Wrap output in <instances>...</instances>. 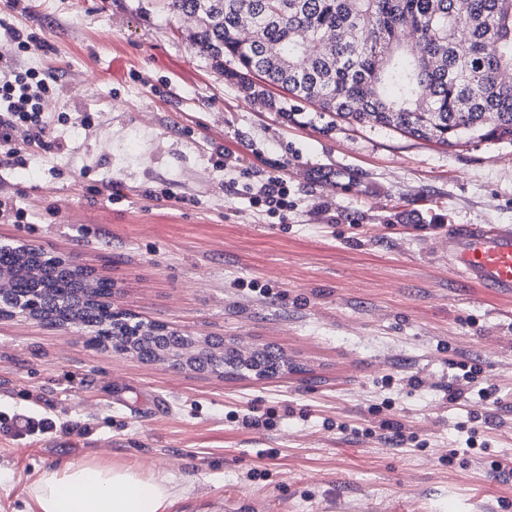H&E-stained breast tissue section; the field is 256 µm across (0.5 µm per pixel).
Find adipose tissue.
I'll return each instance as SVG.
<instances>
[{"label":"adipose tissue","instance_id":"adipose-tissue-1","mask_svg":"<svg viewBox=\"0 0 512 512\" xmlns=\"http://www.w3.org/2000/svg\"><path fill=\"white\" fill-rule=\"evenodd\" d=\"M196 502L170 474L94 458L44 465L25 487V512H176Z\"/></svg>","mask_w":512,"mask_h":512}]
</instances>
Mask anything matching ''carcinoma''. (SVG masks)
I'll return each mask as SVG.
<instances>
[{
	"instance_id": "1",
	"label": "carcinoma",
	"mask_w": 512,
	"mask_h": 512,
	"mask_svg": "<svg viewBox=\"0 0 512 512\" xmlns=\"http://www.w3.org/2000/svg\"><path fill=\"white\" fill-rule=\"evenodd\" d=\"M193 20L190 44L224 78L289 117L308 104L360 127L378 126L441 146L512 140V0H162ZM409 28L423 51L405 42ZM321 44L311 53L306 41ZM257 72L288 97L275 102L249 76ZM11 276L9 314L32 310L51 327L77 322L104 344L132 332L134 353H184L191 338L106 311L112 281L41 248L0 249ZM283 354L248 357L221 342L193 366L228 376L275 375Z\"/></svg>"
}]
</instances>
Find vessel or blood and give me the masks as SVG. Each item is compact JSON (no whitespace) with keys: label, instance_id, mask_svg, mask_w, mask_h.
<instances>
[{"label":"vessel or blood","instance_id":"1","mask_svg":"<svg viewBox=\"0 0 512 512\" xmlns=\"http://www.w3.org/2000/svg\"><path fill=\"white\" fill-rule=\"evenodd\" d=\"M448 264L466 280L500 297H512V227L453 224Z\"/></svg>","mask_w":512,"mask_h":512}]
</instances>
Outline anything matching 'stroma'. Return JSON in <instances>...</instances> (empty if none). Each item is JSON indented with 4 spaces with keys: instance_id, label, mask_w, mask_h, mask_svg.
Listing matches in <instances>:
<instances>
[{
    "instance_id": "obj_1",
    "label": "stroma",
    "mask_w": 512,
    "mask_h": 512,
    "mask_svg": "<svg viewBox=\"0 0 512 512\" xmlns=\"http://www.w3.org/2000/svg\"><path fill=\"white\" fill-rule=\"evenodd\" d=\"M17 21L52 48L26 62L58 70L44 104L58 146L19 132L0 150V245L75 257L137 319L272 347L288 369H175L0 318V468L14 473L0 512H23L40 465L84 457L246 512H512V482L487 467L512 463V298L436 251L449 225H512V140L287 119L211 68L160 0H26ZM270 175L288 185L280 219L242 191ZM459 361L507 399L479 402ZM21 415L51 427L19 433Z\"/></svg>"
}]
</instances>
